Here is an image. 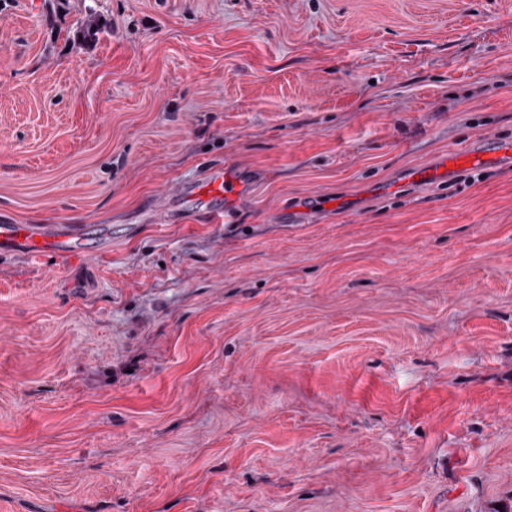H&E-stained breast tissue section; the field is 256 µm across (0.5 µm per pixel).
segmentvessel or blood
I'll return each mask as SVG.
<instances>
[{
    "mask_svg": "<svg viewBox=\"0 0 512 512\" xmlns=\"http://www.w3.org/2000/svg\"><path fill=\"white\" fill-rule=\"evenodd\" d=\"M510 160L512 142L497 141L489 150L449 151L438 165L419 169L416 175L420 183L427 184L470 164L493 166ZM241 190L242 185L234 171L215 168L203 182L184 185L169 200L168 206L172 209L191 206L212 214L216 211V200L239 195ZM83 251L80 235L55 224H0V253L10 252L24 257L58 254L76 259Z\"/></svg>",
    "mask_w": 512,
    "mask_h": 512,
    "instance_id": "1",
    "label": "vessel or blood"
}]
</instances>
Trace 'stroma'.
<instances>
[{
    "label": "stroma",
    "instance_id": "1",
    "mask_svg": "<svg viewBox=\"0 0 512 512\" xmlns=\"http://www.w3.org/2000/svg\"><path fill=\"white\" fill-rule=\"evenodd\" d=\"M493 138L512 0H0V512H512ZM510 160L512 162V142L495 141L490 150L470 148L462 151H448L437 166L419 169L409 179L419 184H427L449 172L466 168L468 164L480 163L493 166ZM416 177H419V180H416ZM241 190V182L234 171L227 167L215 168L210 171L203 182L185 184L169 200L168 206L170 209H180L192 205L194 208L210 214H218L222 209L213 206V202L224 199V197L238 196ZM83 251L81 236L58 224H0V254L10 252L24 257L58 254L77 259Z\"/></svg>",
    "mask_w": 512,
    "mask_h": 512
}]
</instances>
